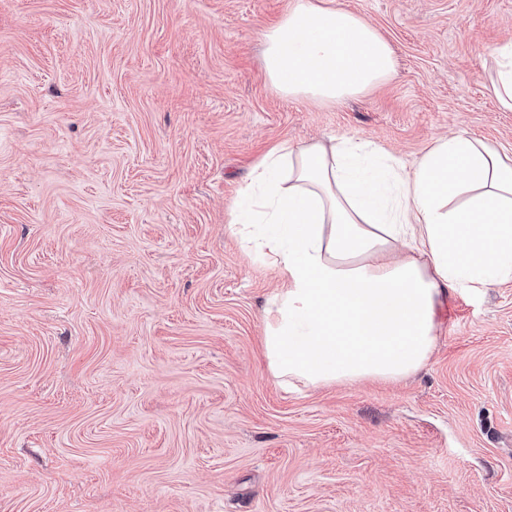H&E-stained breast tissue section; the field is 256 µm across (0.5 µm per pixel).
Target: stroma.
<instances>
[{"label": "stroma", "instance_id": "1", "mask_svg": "<svg viewBox=\"0 0 512 512\" xmlns=\"http://www.w3.org/2000/svg\"><path fill=\"white\" fill-rule=\"evenodd\" d=\"M289 4L0 0V512H512V282L451 291L408 378L286 391L229 229L283 141L512 155V0H324L396 58L325 105L263 74ZM498 70L493 82L494 93L500 104L512 110V43L497 49Z\"/></svg>", "mask_w": 512, "mask_h": 512}]
</instances>
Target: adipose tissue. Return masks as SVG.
I'll list each match as a JSON object with an SVG mask.
<instances>
[{
	"instance_id": "ef3b65f1",
	"label": "adipose tissue",
	"mask_w": 512,
	"mask_h": 512,
	"mask_svg": "<svg viewBox=\"0 0 512 512\" xmlns=\"http://www.w3.org/2000/svg\"><path fill=\"white\" fill-rule=\"evenodd\" d=\"M260 40L264 76L287 98L333 103L395 72L373 26L315 0H291ZM230 216L282 283L262 348L284 387L407 378L436 347L450 290L512 282V158L462 134L409 168L347 136L275 145Z\"/></svg>"
}]
</instances>
